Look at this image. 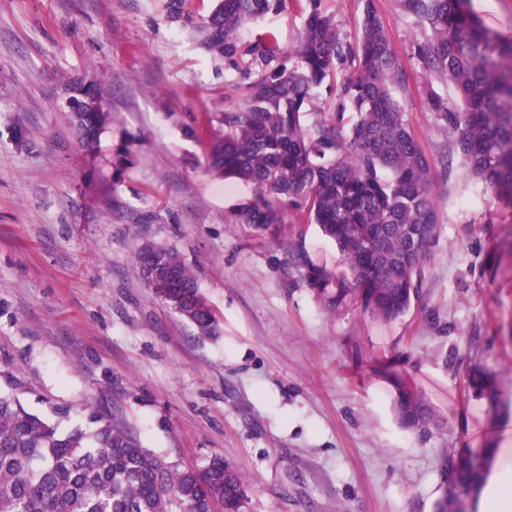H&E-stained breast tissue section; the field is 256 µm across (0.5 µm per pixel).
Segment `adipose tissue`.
Returning a JSON list of instances; mask_svg holds the SVG:
<instances>
[{
	"label": "adipose tissue",
	"instance_id": "obj_1",
	"mask_svg": "<svg viewBox=\"0 0 512 512\" xmlns=\"http://www.w3.org/2000/svg\"><path fill=\"white\" fill-rule=\"evenodd\" d=\"M491 463L474 502L475 512H512V422L487 429Z\"/></svg>",
	"mask_w": 512,
	"mask_h": 512
}]
</instances>
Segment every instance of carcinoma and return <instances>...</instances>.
Returning a JSON list of instances; mask_svg holds the SVG:
<instances>
[{
    "label": "carcinoma",
    "instance_id": "obj_1",
    "mask_svg": "<svg viewBox=\"0 0 512 512\" xmlns=\"http://www.w3.org/2000/svg\"><path fill=\"white\" fill-rule=\"evenodd\" d=\"M285 7V0H217L203 22V49L233 66L250 57L253 79L244 104L209 118L210 167L253 187L234 208L240 224L282 223L284 203L297 207L332 239L348 268L310 266L309 286L331 308L350 300L384 320L407 312L438 229L431 168L404 120L394 88L401 70L377 14L364 0L362 31L352 45L340 37L323 0H306L297 47L274 38L240 49V29ZM421 31L417 52L427 70L453 87L457 103L437 95L431 105L448 129L469 176L490 204L512 212V41L487 29L469 0H398ZM336 86L338 104L326 119L309 109L314 91ZM77 125L89 145L109 122L103 98L74 97ZM144 285L202 334L216 317L180 252L154 245L136 256ZM400 423L424 431L433 410L416 390L390 381ZM95 429L58 425L0 395V512H248L241 471L221 457L203 472L179 470L140 446L126 427L95 412ZM487 450L445 456L452 486L438 512L475 489Z\"/></svg>",
    "mask_w": 512,
    "mask_h": 512
}]
</instances>
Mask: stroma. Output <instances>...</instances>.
Segmentation results:
<instances>
[{
    "label": "stroma",
    "instance_id": "stroma-1",
    "mask_svg": "<svg viewBox=\"0 0 512 512\" xmlns=\"http://www.w3.org/2000/svg\"><path fill=\"white\" fill-rule=\"evenodd\" d=\"M169 2L0 0V394L64 433L107 412L182 469L222 457L251 512H437L446 452L512 420V213L482 200L430 108L452 88L396 0H374L440 221L409 311L333 309L307 283L310 265L341 266L317 225L290 207L274 232L236 223L252 189L209 169L206 118L240 104L242 72L200 45L215 0L176 18ZM304 8L288 0L239 38L292 51ZM80 79L110 114L92 149L67 105ZM148 243L181 252L214 335L144 286ZM394 376L432 408L429 432L400 424Z\"/></svg>",
    "mask_w": 512,
    "mask_h": 512
}]
</instances>
